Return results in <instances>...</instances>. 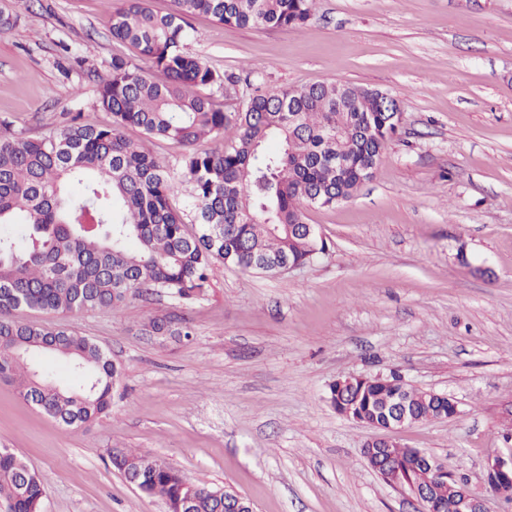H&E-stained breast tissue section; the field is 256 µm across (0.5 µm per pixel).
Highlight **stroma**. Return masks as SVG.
<instances>
[{
	"label": "stroma",
	"mask_w": 512,
	"mask_h": 512,
	"mask_svg": "<svg viewBox=\"0 0 512 512\" xmlns=\"http://www.w3.org/2000/svg\"><path fill=\"white\" fill-rule=\"evenodd\" d=\"M118 0H26L0 32V137L44 138L73 115L106 126L99 79L133 48ZM190 49L267 91L350 82L402 102L374 176L311 207L326 250L280 274L215 263L208 293H137L119 311L49 312L95 339L122 374L112 409L65 429L0 382V447L41 477V512H166L113 449L229 487L257 512H417L362 454L379 431L327 400L347 376L396 374L458 413L390 431L447 465L491 512L487 463L512 448V0H316L299 29L188 18ZM172 316L189 336H147Z\"/></svg>",
	"instance_id": "1"
}]
</instances>
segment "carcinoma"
I'll use <instances>...</instances> for the list:
<instances>
[{
	"label": "carcinoma",
	"mask_w": 512,
	"mask_h": 512,
	"mask_svg": "<svg viewBox=\"0 0 512 512\" xmlns=\"http://www.w3.org/2000/svg\"><path fill=\"white\" fill-rule=\"evenodd\" d=\"M315 0H171L164 15L148 0H121L112 11V38L163 75L158 81L135 59L112 58L99 87L112 126L71 123L48 139H0V381L61 427L92 423L112 407L120 375L109 352L66 325L19 320L14 313H79L122 306L140 289L195 302L207 291L216 261L274 274L265 257L304 265L325 250L310 235L309 206L353 198L373 177L396 133L400 110L378 92L353 83H315L250 95L233 102L235 80L206 65L187 43L186 19L210 16L241 27L306 24ZM224 89V102L197 92ZM238 135L219 152L193 147L207 136ZM136 129L134 139L127 130ZM160 138L186 149L181 180L192 185L195 222L174 199L178 179L144 146ZM81 186L75 192L73 184ZM150 335H190L171 318H152ZM65 362L73 383L62 384L44 364ZM415 424L449 417L448 404L400 377L366 376L341 398L352 414L386 424L395 394ZM415 448H390L373 464L406 463L415 483L432 479ZM113 467L146 496L165 499L168 512H224V493L170 465L133 452L111 455ZM38 474L11 448H0V506L40 512Z\"/></svg>",
	"instance_id": "1"
}]
</instances>
